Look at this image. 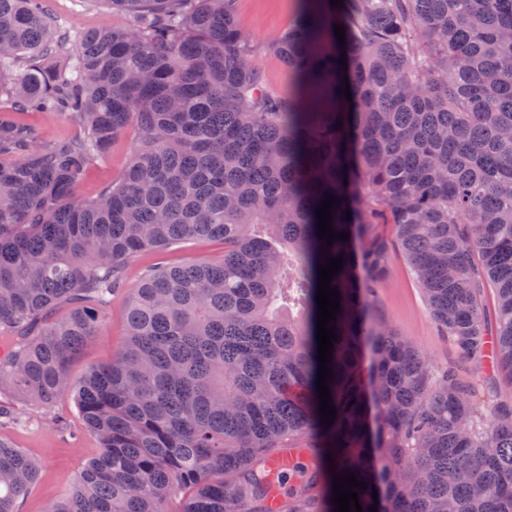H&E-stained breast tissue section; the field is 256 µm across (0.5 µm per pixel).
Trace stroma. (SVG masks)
<instances>
[{
  "label": "stroma",
  "mask_w": 512,
  "mask_h": 512,
  "mask_svg": "<svg viewBox=\"0 0 512 512\" xmlns=\"http://www.w3.org/2000/svg\"><path fill=\"white\" fill-rule=\"evenodd\" d=\"M50 12L70 33L94 28H121L128 24L126 12L113 9L109 0H88L75 7L72 0H46ZM235 9L252 54L264 70L270 89L280 97L294 95L296 78L271 53L270 39L288 30L301 11V0H236ZM137 141L135 130L119 137L106 157L90 169L76 189L79 199H92L105 185L118 178ZM375 236L387 246L388 276L375 288L372 306L386 318L400 336L413 343L436 365L454 366L457 354L448 337L442 336L431 318L422 292L398 250L396 230L391 224L374 225ZM165 260L176 264L216 262L223 256L220 243L196 239L164 251ZM153 252L144 253L125 273L127 287L135 285L143 270L155 263ZM126 291L113 296L105 312L103 332L87 344L76 358L72 381H79L93 367L108 363L123 346L126 337ZM18 421L0 428V439L24 450L41 465L35 486L18 501V512H44L48 501L69 493L72 479L90 458L98 455L100 444L90 432L71 397H63L53 412L46 413L23 394L10 397Z\"/></svg>",
  "instance_id": "1"
}]
</instances>
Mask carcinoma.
<instances>
[{"mask_svg":"<svg viewBox=\"0 0 512 512\" xmlns=\"http://www.w3.org/2000/svg\"><path fill=\"white\" fill-rule=\"evenodd\" d=\"M108 2L127 27L72 37L43 0H0V101L83 129L46 140L0 120V395L57 404L142 252L211 239L224 254L132 288L124 345L73 389L101 452L45 512H269V464L288 448L308 461L280 512H335L331 465L367 483L362 512H512V396L463 372L491 341L493 373L512 379V0H303L269 43L299 77L288 99L236 0ZM130 125L120 177L77 199ZM327 195L347 240L318 236ZM381 219L460 366L370 310ZM338 257L326 426L316 297ZM38 476L0 440V512Z\"/></svg>","mask_w":512,"mask_h":512,"instance_id":"carcinoma-1","label":"carcinoma"}]
</instances>
